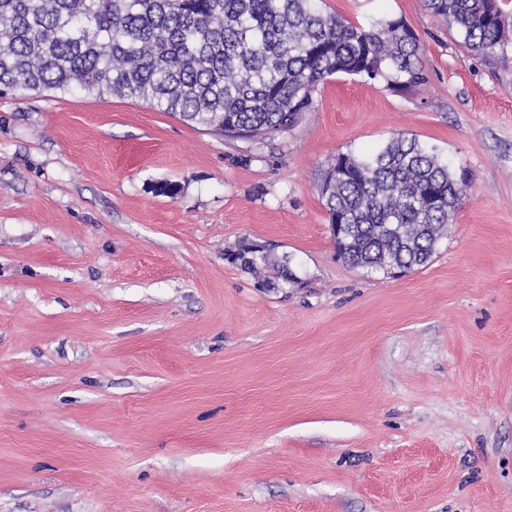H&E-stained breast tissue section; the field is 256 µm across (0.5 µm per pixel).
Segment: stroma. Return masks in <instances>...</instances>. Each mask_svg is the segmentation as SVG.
Instances as JSON below:
<instances>
[{"instance_id":"35a3bbf8","label":"stroma","mask_w":512,"mask_h":512,"mask_svg":"<svg viewBox=\"0 0 512 512\" xmlns=\"http://www.w3.org/2000/svg\"><path fill=\"white\" fill-rule=\"evenodd\" d=\"M316 6L404 20L428 83L334 75L262 143L0 95V512H512V45L467 52L424 0ZM400 134L469 187L426 266L370 273L321 187ZM245 241L295 283L228 263Z\"/></svg>"}]
</instances>
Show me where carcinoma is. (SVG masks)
Returning a JSON list of instances; mask_svg holds the SVG:
<instances>
[{"instance_id":"cac0c4a2","label":"carcinoma","mask_w":512,"mask_h":512,"mask_svg":"<svg viewBox=\"0 0 512 512\" xmlns=\"http://www.w3.org/2000/svg\"><path fill=\"white\" fill-rule=\"evenodd\" d=\"M460 44L505 50L497 0H426ZM415 33L401 20L368 28L315 0H0V92L79 88L145 101L230 138L265 141L298 123L327 77L358 75L394 92L428 81ZM322 193L336 253L352 267L426 265L468 186L437 150L399 135L363 156L336 155ZM244 268L288 279V260L249 250Z\"/></svg>"}]
</instances>
